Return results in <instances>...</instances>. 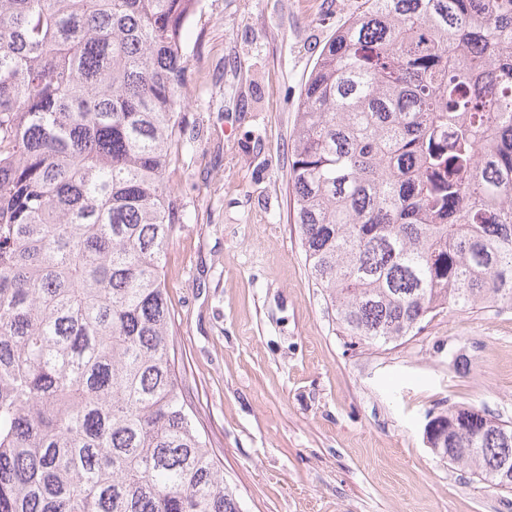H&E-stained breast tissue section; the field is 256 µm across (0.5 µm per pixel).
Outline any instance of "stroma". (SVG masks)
Instances as JSON below:
<instances>
[{"mask_svg": "<svg viewBox=\"0 0 512 512\" xmlns=\"http://www.w3.org/2000/svg\"><path fill=\"white\" fill-rule=\"evenodd\" d=\"M359 0H201L186 31L185 219L164 268L175 363L243 512H512L436 455L430 415L512 422V312L447 310L351 346L305 265L288 188L302 85Z\"/></svg>", "mask_w": 512, "mask_h": 512, "instance_id": "stroma-1", "label": "stroma"}]
</instances>
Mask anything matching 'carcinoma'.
<instances>
[{
  "instance_id": "cac0c4a2",
  "label": "carcinoma",
  "mask_w": 512,
  "mask_h": 512,
  "mask_svg": "<svg viewBox=\"0 0 512 512\" xmlns=\"http://www.w3.org/2000/svg\"><path fill=\"white\" fill-rule=\"evenodd\" d=\"M199 8L0 0V512H241L164 276ZM288 183L350 344L512 310V0H362L303 83ZM432 424L439 456L512 491V422Z\"/></svg>"
}]
</instances>
